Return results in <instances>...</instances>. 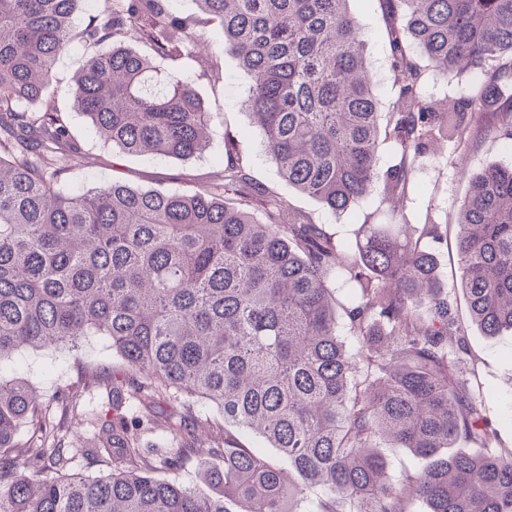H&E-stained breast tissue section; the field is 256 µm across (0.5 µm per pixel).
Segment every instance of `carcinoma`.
Instances as JSON below:
<instances>
[{"instance_id":"carcinoma-1","label":"carcinoma","mask_w":512,"mask_h":512,"mask_svg":"<svg viewBox=\"0 0 512 512\" xmlns=\"http://www.w3.org/2000/svg\"><path fill=\"white\" fill-rule=\"evenodd\" d=\"M83 2L0 0V362L21 347L107 336L125 367L112 379V409L126 389L152 417L157 399L172 398L178 446L151 452L137 418L106 419L98 447L83 453L112 467L80 477L57 444L63 426L38 419L32 385L0 375V512H230L229 502L240 512H301L310 497L312 512H407L413 499L430 512H512V450L498 447L472 385L465 332L432 251L439 225L363 224L348 254L253 182L230 135L216 189L65 187L78 149L62 114L36 104L76 42L92 52L73 79L74 105L113 149L185 160L206 149L214 121L179 70L157 65L192 54L173 0H112L77 31ZM195 2L250 77L245 106L278 174L334 213L379 179L386 196L406 194L415 163L443 136L512 141V102L484 111L512 87V0H378L395 93L384 126L349 0ZM104 43L112 47L95 50ZM462 64L480 74L469 92L445 109L428 103L427 72L451 84ZM384 145L398 162L380 175ZM458 228L471 320L487 336L512 333V165L471 180ZM338 280L354 285L352 349L336 329ZM54 403L75 414L79 394ZM29 425L37 438L21 437ZM384 437L427 464L393 482L377 452ZM456 441L479 452H449ZM201 454L223 493L159 476Z\"/></svg>"}]
</instances>
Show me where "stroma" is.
Returning <instances> with one entry per match:
<instances>
[{
	"label": "stroma",
	"mask_w": 512,
	"mask_h": 512,
	"mask_svg": "<svg viewBox=\"0 0 512 512\" xmlns=\"http://www.w3.org/2000/svg\"><path fill=\"white\" fill-rule=\"evenodd\" d=\"M349 9L362 26L367 39V66L372 75L380 112H388L392 100L390 48L384 37L385 21L377 0H350ZM88 50L75 44L55 65V80L50 88L67 122L73 143L80 151V178L73 189L84 191L97 184L118 180L139 189L184 192L210 186L224 179V136L237 135L239 150L246 158L250 174L257 183L273 187L287 198L291 213L308 216L322 225L347 249H354L356 232L363 224H386L393 210H402L411 224L432 222L447 234L439 248V273L445 288L459 285L455 270L456 221L458 208L468 191L469 179L487 167L512 164V147L507 142L486 136L472 148L459 149L447 139L438 142L437 158L424 157L414 171V185L406 199H386L382 188H374L344 213H332L316 199L282 181L272 163L261 133L252 126L243 105L250 79L236 60L228 55H209L197 48L184 73L215 116L209 136L211 145L201 155L176 160L152 155L125 154L112 149L90 130L77 111L70 95L73 77ZM468 360L473 363L477 381L485 394V407L495 421L502 448L512 449V334L488 336L475 324L466 326ZM97 367L103 377L119 374L121 361L113 355L111 341L93 336L74 348L62 343L50 348L23 347L0 362V374L21 377L31 382L41 401H48L70 387L78 377L79 364ZM110 392L106 387L84 389L78 414L67 416L63 425L72 440L94 447Z\"/></svg>",
	"instance_id": "1"
}]
</instances>
